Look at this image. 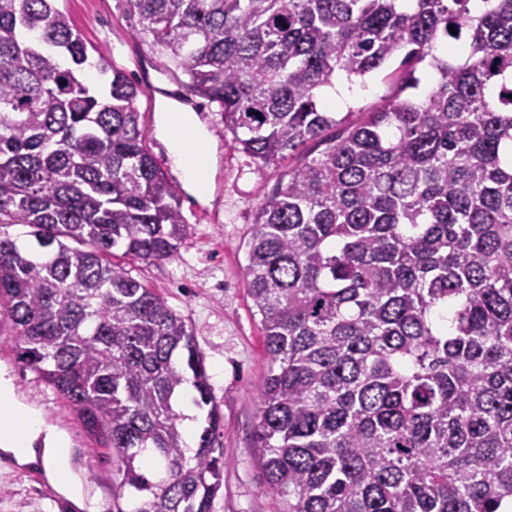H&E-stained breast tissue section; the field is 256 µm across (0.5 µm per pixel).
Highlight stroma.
Listing matches in <instances>:
<instances>
[{
  "mask_svg": "<svg viewBox=\"0 0 512 512\" xmlns=\"http://www.w3.org/2000/svg\"><path fill=\"white\" fill-rule=\"evenodd\" d=\"M83 38L91 59H105L142 89L136 106L147 131V145L168 179L179 187L188 234L175 256L160 264L124 261L129 276L163 295L192 331L209 376L212 396L223 416L219 441L224 450L223 485L211 512H281V503L266 493L260 451L253 431L264 380L270 368L259 315L254 312L245 277L252 214L271 195L278 169L263 166L234 150L217 104L190 94L185 76L162 48L144 33L126 0H56ZM154 82L166 96L191 106L206 128L215 162L211 194L184 190L167 141L157 132L158 96L145 93ZM341 101L330 111L368 112L392 96L388 81L347 83ZM0 369L8 373L17 398L39 411L46 423L67 436L72 474L81 487V502L58 493L40 464L17 466L0 454V512H111L119 462L90 437L72 410L34 372L22 370L9 336L0 335Z\"/></svg>",
  "mask_w": 512,
  "mask_h": 512,
  "instance_id": "obj_1",
  "label": "stroma"
}]
</instances>
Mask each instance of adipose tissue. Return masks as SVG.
Segmentation results:
<instances>
[{"mask_svg":"<svg viewBox=\"0 0 512 512\" xmlns=\"http://www.w3.org/2000/svg\"><path fill=\"white\" fill-rule=\"evenodd\" d=\"M162 112L161 132L168 140L171 159L185 184L195 193H204L209 180L208 152L202 147L204 132L192 112L176 102H167ZM0 453L11 456L20 466L41 463L60 493L73 500L79 498L78 485L63 478L70 453L66 436L47 426L37 410L18 405L11 379L1 372Z\"/></svg>","mask_w":512,"mask_h":512,"instance_id":"ef3b65f1","label":"adipose tissue"}]
</instances>
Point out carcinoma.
Here are the masks:
<instances>
[{
	"instance_id": "1",
	"label": "carcinoma",
	"mask_w": 512,
	"mask_h": 512,
	"mask_svg": "<svg viewBox=\"0 0 512 512\" xmlns=\"http://www.w3.org/2000/svg\"><path fill=\"white\" fill-rule=\"evenodd\" d=\"M126 0L279 167L252 215L247 288L272 367L255 429L284 512H500L512 500V0ZM454 26L457 34L449 32ZM468 44L462 61L441 52ZM407 50L382 108L326 111L336 77ZM432 89L413 94L422 62ZM54 0H0V323L17 358L121 463L115 512H211L221 416L165 297L112 262L188 233L146 145L138 89L82 80ZM71 239L87 245L72 249ZM209 407L191 448L177 400Z\"/></svg>"
}]
</instances>
